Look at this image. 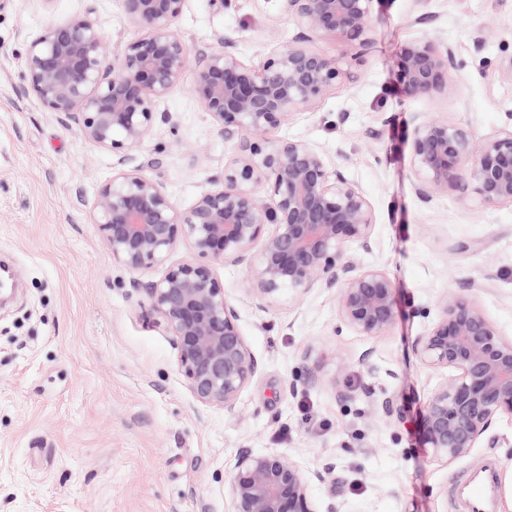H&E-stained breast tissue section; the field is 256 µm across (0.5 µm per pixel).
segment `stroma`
Listing matches in <instances>:
<instances>
[{
  "mask_svg": "<svg viewBox=\"0 0 512 512\" xmlns=\"http://www.w3.org/2000/svg\"><path fill=\"white\" fill-rule=\"evenodd\" d=\"M90 10L110 45L133 37L120 0H0V255L12 258L18 282L0 307V512H228L244 448L321 472L311 494L338 512H463L456 485L494 458L497 512H512V419L495 422V445L438 462L419 417L443 374L413 351L449 292L512 339V205L454 192L421 203L409 155L415 113L478 136L512 113V0H375L365 50L318 42L352 77L272 135L322 150L367 195L376 226L361 261L390 276L397 316L376 341L340 323L331 290L263 310L245 267L217 266L262 362L233 417L195 400L133 274L113 262L91 221L114 171L111 150L18 92L27 39ZM175 28L192 57L228 37L252 64L295 34L278 0H187ZM423 33L456 49L453 97L418 100L401 89L399 51ZM155 109L175 123L157 124L135 154L157 161L152 176L186 207L222 174L231 148L188 84ZM387 398L390 419L377 411Z\"/></svg>",
  "mask_w": 512,
  "mask_h": 512,
  "instance_id": "35a3bbf8",
  "label": "stroma"
}]
</instances>
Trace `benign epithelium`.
<instances>
[{"mask_svg":"<svg viewBox=\"0 0 512 512\" xmlns=\"http://www.w3.org/2000/svg\"><path fill=\"white\" fill-rule=\"evenodd\" d=\"M186 2L121 0L138 35L113 49L92 11L49 25L28 41L21 92L116 156L117 172L92 204L93 223L126 270L164 269L157 280L133 281V288L144 291L150 314L171 336L177 368L195 399L231 416L262 362L216 266L246 267L248 290L261 309L325 288L337 292L338 316L356 334L381 339L394 325L388 274L357 260L373 241L369 198L319 149L266 137L350 78L315 42L334 37L366 45L374 0H279L281 14L296 27L288 43L253 66L226 39L193 70L189 46L175 30ZM397 66L412 98L456 95L459 62L451 44L422 34L403 45ZM189 72L192 94L218 122L233 158L213 188L182 208L147 174L153 161L138 163L132 151L157 123L175 125L155 103ZM409 148L421 202L462 190L487 206L512 204L511 113L502 128L478 138L466 126L418 112ZM182 242L195 258L168 264ZM439 307L414 344L423 365L446 371L422 413L420 436L437 459L452 463L487 440L499 417H512V340L463 297L446 293ZM315 478L322 474L284 456L243 448L229 480L231 512H321L310 493Z\"/></svg>","mask_w":512,"mask_h":512,"instance_id":"obj_1","label":"benign epithelium"}]
</instances>
